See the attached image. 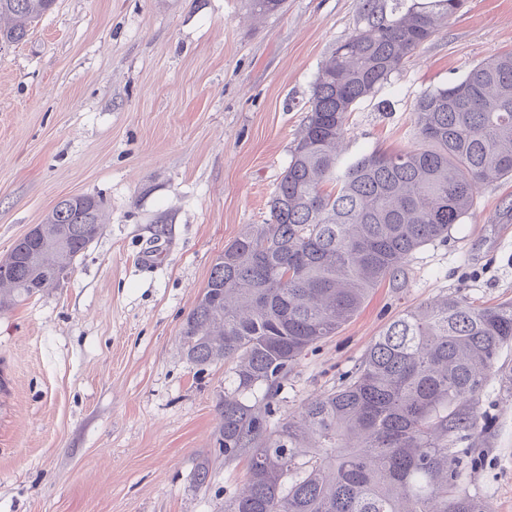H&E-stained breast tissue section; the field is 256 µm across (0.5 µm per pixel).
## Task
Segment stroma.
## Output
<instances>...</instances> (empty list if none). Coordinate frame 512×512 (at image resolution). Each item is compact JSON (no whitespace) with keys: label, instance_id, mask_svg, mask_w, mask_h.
I'll list each match as a JSON object with an SVG mask.
<instances>
[{"label":"stroma","instance_id":"obj_1","mask_svg":"<svg viewBox=\"0 0 512 512\" xmlns=\"http://www.w3.org/2000/svg\"><path fill=\"white\" fill-rule=\"evenodd\" d=\"M363 25L360 0H286L260 18L250 0H56L0 47V258L62 198L106 203L68 279L0 311V512H222L243 487L248 455L228 463L216 445L229 370L191 362L179 328L225 246L268 219L318 71ZM508 51L512 0H466L356 105L345 158L410 147L423 91ZM155 238L160 260L142 267ZM405 270L298 360L279 415L336 388L406 310L512 301V180L485 186L474 215ZM505 372L512 345L478 396L484 428L448 439L465 455L460 487L493 512H512Z\"/></svg>","mask_w":512,"mask_h":512}]
</instances>
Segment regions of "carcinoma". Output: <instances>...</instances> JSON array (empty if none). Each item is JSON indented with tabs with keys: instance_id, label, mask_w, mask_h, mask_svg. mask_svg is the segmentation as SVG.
<instances>
[{
	"instance_id": "carcinoma-1",
	"label": "carcinoma",
	"mask_w": 512,
	"mask_h": 512,
	"mask_svg": "<svg viewBox=\"0 0 512 512\" xmlns=\"http://www.w3.org/2000/svg\"><path fill=\"white\" fill-rule=\"evenodd\" d=\"M55 0H0V43H19ZM463 5L361 0L365 27L322 64L309 115L264 224L224 247L179 340L188 359L230 366L216 445L250 455L224 512H492L458 486L448 435L480 426L476 399L512 344V302L445 296L391 321L335 389L283 418L295 362L333 336L416 249L448 240L484 186L512 178V52L421 93L413 145L342 161L346 124ZM331 189H326V186ZM105 204L61 199L42 231L0 263V310L55 286L100 236ZM263 391L261 401L248 397Z\"/></svg>"
}]
</instances>
